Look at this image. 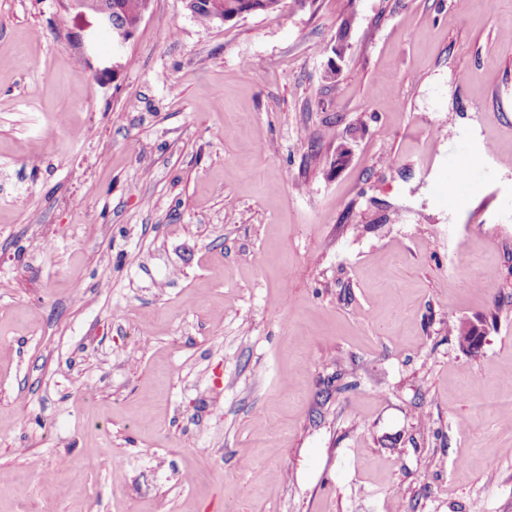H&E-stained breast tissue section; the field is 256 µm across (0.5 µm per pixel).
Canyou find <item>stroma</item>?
<instances>
[{"label": "stroma", "instance_id": "1", "mask_svg": "<svg viewBox=\"0 0 512 512\" xmlns=\"http://www.w3.org/2000/svg\"><path fill=\"white\" fill-rule=\"evenodd\" d=\"M124 60L0 0V512H512V0H150ZM282 4V0H221L212 2L211 7L208 0H187L190 13L204 25L224 24L252 13L277 11ZM217 16H223L224 22L219 21Z\"/></svg>", "mask_w": 512, "mask_h": 512}]
</instances>
